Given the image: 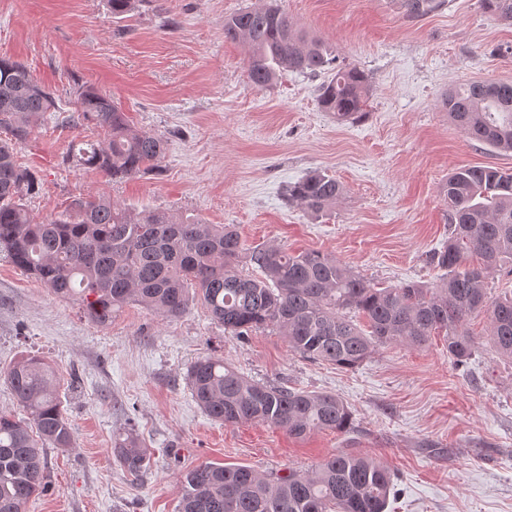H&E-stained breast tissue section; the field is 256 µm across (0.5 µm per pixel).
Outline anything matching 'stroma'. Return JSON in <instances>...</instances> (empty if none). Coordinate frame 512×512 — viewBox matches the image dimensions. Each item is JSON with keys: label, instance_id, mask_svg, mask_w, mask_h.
Listing matches in <instances>:
<instances>
[{"label": "stroma", "instance_id": "stroma-1", "mask_svg": "<svg viewBox=\"0 0 512 512\" xmlns=\"http://www.w3.org/2000/svg\"><path fill=\"white\" fill-rule=\"evenodd\" d=\"M267 3L340 65L367 74L362 118L321 111L316 77L289 72L266 89L248 82L247 49L225 40L224 17ZM0 58L24 62L58 105L17 147L36 179L26 206L38 222L73 197L103 196L238 225L249 248L328 253L387 285L431 283L439 272L426 257L448 235L449 172H512V152L469 140L442 106L466 81L512 82V24L484 14L479 0H449L419 19L398 0H140L120 19L107 0H0ZM86 85L167 140L159 171L114 181L66 162L72 138L98 136L61 124ZM315 171L345 187L319 218L285 197ZM468 329L479 344L464 369L438 336L339 369L301 358L275 332L226 333L199 304L167 319L132 303L96 325L0 252V375L26 355L51 364L74 431L73 448L48 449L51 488L25 512H178L177 478L197 465L302 473L339 451L393 473L386 512H512V362L486 342L483 317ZM206 357L259 383L337 394L353 427L296 439L213 421L185 379ZM129 428L154 451L139 479L112 459L114 438Z\"/></svg>", "mask_w": 512, "mask_h": 512}]
</instances>
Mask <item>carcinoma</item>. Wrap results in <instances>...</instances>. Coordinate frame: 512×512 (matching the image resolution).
I'll return each mask as SVG.
<instances>
[{"instance_id":"cac0c4a2","label":"carcinoma","mask_w":512,"mask_h":512,"mask_svg":"<svg viewBox=\"0 0 512 512\" xmlns=\"http://www.w3.org/2000/svg\"><path fill=\"white\" fill-rule=\"evenodd\" d=\"M447 0H401L409 17L441 10ZM482 10L512 23V0H480ZM224 38L248 48L246 71L258 88L284 71L321 76L318 107L339 121L363 116L366 74L340 67L321 40L272 6L224 17ZM477 82L448 91L444 109L470 140L512 152V82ZM52 94L17 60L0 59V250L59 299L80 305L93 323L137 302L178 318L201 302L236 336L272 330L301 357L353 369L384 345H425L443 333L448 356L465 364L477 350L467 321L483 314L496 353L512 360V295L494 298L489 283L512 269V173L461 167L448 173V239L427 255L439 281L380 287L330 254L294 253L280 245L245 247L234 224H210L194 214L130 211L101 196L76 197L57 216L31 219L23 198L35 188L15 148L43 114ZM66 123L104 131L99 143H71L66 158L114 180L155 172L167 141L133 129L120 106L94 88L79 92ZM344 194L336 178L313 172L288 185V204L317 217ZM6 383L27 418L0 413V512H24L48 484L46 449L73 447V431L57 394L53 370L34 355L16 361ZM193 398L211 419L230 425L263 423L301 438L345 432L352 411L339 396L255 382L220 358L196 361L187 372ZM112 456L139 477L151 451L133 432L113 442ZM391 472L372 457L330 455L318 467L285 475L246 466L200 464L178 481V512H386Z\"/></svg>"}]
</instances>
